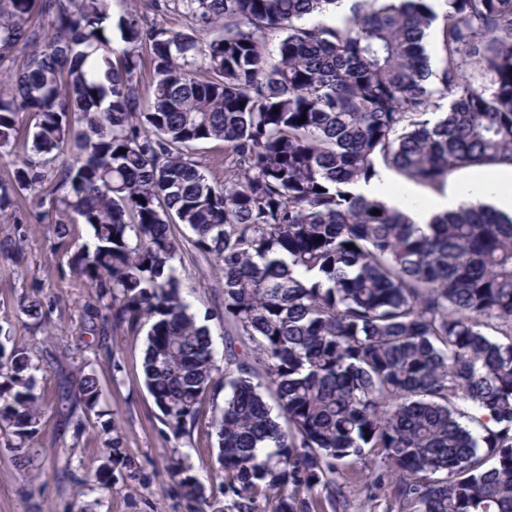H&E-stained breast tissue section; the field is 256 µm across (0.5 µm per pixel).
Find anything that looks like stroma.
I'll use <instances>...</instances> for the list:
<instances>
[{"instance_id":"1","label":"stroma","mask_w":512,"mask_h":512,"mask_svg":"<svg viewBox=\"0 0 512 512\" xmlns=\"http://www.w3.org/2000/svg\"><path fill=\"white\" fill-rule=\"evenodd\" d=\"M181 248L174 260L181 296L196 319L211 331L217 367L225 365L223 280L212 263L189 243L191 233L173 226ZM15 241V258L0 256V330L24 349L37 367L36 392L45 410L28 461L13 452L0 432V512H198L183 497L172 472L192 468L207 498L222 497L224 471L217 460L216 437L206 426L176 438L160 421L161 413L143 384L144 336L117 331L100 337L82 323L89 288L73 276L68 255L57 245L54 227L29 197L0 215V241ZM37 297L45 319L32 324L18 307ZM93 367L104 393L103 415L77 416L62 399L74 390L83 366ZM118 421L125 459L116 463L101 431L103 417ZM83 429H76V421ZM353 477L345 512H401L387 491L366 497L368 475L361 465ZM110 478L103 492L97 476Z\"/></svg>"}]
</instances>
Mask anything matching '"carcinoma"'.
I'll use <instances>...</instances> for the list:
<instances>
[{
	"instance_id": "cac0c4a2",
	"label": "carcinoma",
	"mask_w": 512,
	"mask_h": 512,
	"mask_svg": "<svg viewBox=\"0 0 512 512\" xmlns=\"http://www.w3.org/2000/svg\"><path fill=\"white\" fill-rule=\"evenodd\" d=\"M113 2L0 0V63L29 49L0 92V158L32 117L0 213L74 152L60 194L31 203L94 290L85 329H147L144 384L169 432L190 435L212 401L224 501L190 466L184 496L209 512H316L320 491L342 512L360 463L366 490L405 512H512V216L463 204L421 226L356 192L381 169L439 192L459 169L512 165V0H444L441 14L435 0H351L334 25L312 18L337 0H151L154 18L118 21L119 51ZM169 11L213 36L165 27ZM210 140L225 145L221 185L192 159ZM73 216L91 244L72 248ZM174 224L224 278L242 351L227 350L222 380L180 296ZM42 308L20 303L37 323ZM33 369L0 342V431L23 454L45 415ZM102 399L91 369L67 401L87 413ZM101 431L119 461L118 422Z\"/></svg>"
}]
</instances>
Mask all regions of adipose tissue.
<instances>
[{
	"label": "adipose tissue",
	"instance_id": "1",
	"mask_svg": "<svg viewBox=\"0 0 512 512\" xmlns=\"http://www.w3.org/2000/svg\"><path fill=\"white\" fill-rule=\"evenodd\" d=\"M391 183V172L384 170L369 183L360 185L358 191L366 197L384 200L389 206L407 210L411 219L420 225L429 224L436 213L478 200L488 201L500 212L512 214V167L508 165L484 173L466 168L458 171L429 207L414 204V186H407L396 194L390 190Z\"/></svg>",
	"mask_w": 512,
	"mask_h": 512
}]
</instances>
